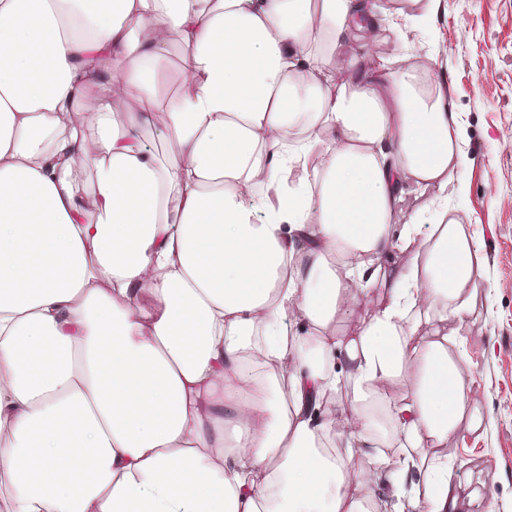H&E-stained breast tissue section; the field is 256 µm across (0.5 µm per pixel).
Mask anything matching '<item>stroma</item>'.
Masks as SVG:
<instances>
[{
    "mask_svg": "<svg viewBox=\"0 0 512 512\" xmlns=\"http://www.w3.org/2000/svg\"><path fill=\"white\" fill-rule=\"evenodd\" d=\"M435 26L410 31L418 64L448 82L466 166L448 189L455 216L485 244V277L457 331L472 362L479 436L449 437L463 512H512V0H444Z\"/></svg>",
    "mask_w": 512,
    "mask_h": 512,
    "instance_id": "35a3bbf8",
    "label": "stroma"
}]
</instances>
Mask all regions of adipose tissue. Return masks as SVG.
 I'll return each instance as SVG.
<instances>
[{
  "label": "adipose tissue",
  "instance_id": "ef3b65f1",
  "mask_svg": "<svg viewBox=\"0 0 512 512\" xmlns=\"http://www.w3.org/2000/svg\"><path fill=\"white\" fill-rule=\"evenodd\" d=\"M441 9L0 0L7 512H390L384 478L461 512L444 448L484 419L448 324L486 261L448 216L462 128L446 79L351 45Z\"/></svg>",
  "mask_w": 512,
  "mask_h": 512
}]
</instances>
